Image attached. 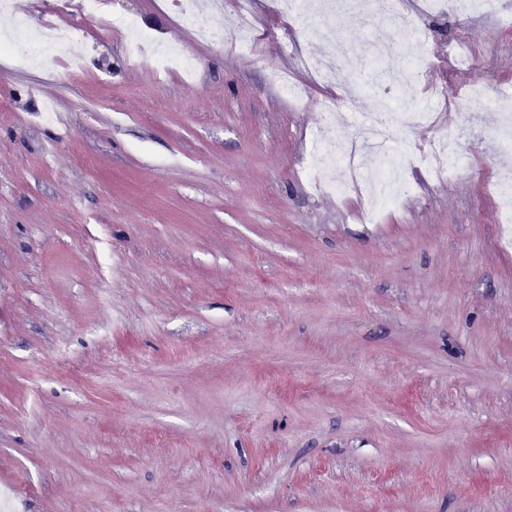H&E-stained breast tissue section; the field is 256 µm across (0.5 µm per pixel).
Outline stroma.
Segmentation results:
<instances>
[{
	"instance_id": "obj_1",
	"label": "stroma",
	"mask_w": 512,
	"mask_h": 512,
	"mask_svg": "<svg viewBox=\"0 0 512 512\" xmlns=\"http://www.w3.org/2000/svg\"><path fill=\"white\" fill-rule=\"evenodd\" d=\"M86 29L79 66L0 53V504L10 512H512V238L489 193L512 91L506 0L467 23L411 12L428 87H486L364 223L363 195L304 177L320 105L367 111L300 53L343 44L367 76L370 26L308 42L273 0L248 18L265 66L194 40L170 0H19ZM194 55L137 61L113 15ZM473 58L451 68L448 44ZM307 84L291 103L267 67ZM53 113H46V106Z\"/></svg>"
}]
</instances>
